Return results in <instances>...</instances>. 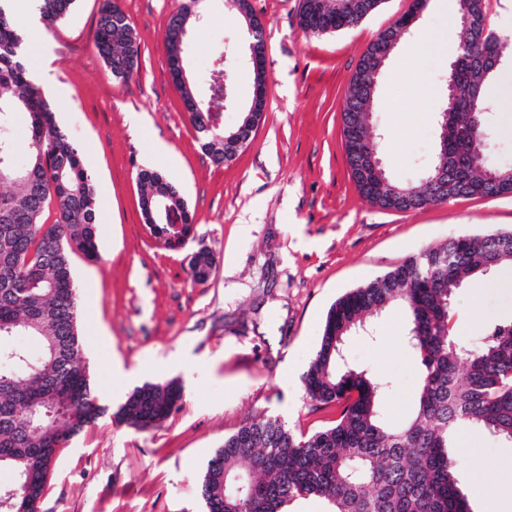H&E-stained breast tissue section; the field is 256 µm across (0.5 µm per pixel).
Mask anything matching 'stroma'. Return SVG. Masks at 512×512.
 Returning a JSON list of instances; mask_svg holds the SVG:
<instances>
[{
    "instance_id": "35a3bbf8",
    "label": "stroma",
    "mask_w": 512,
    "mask_h": 512,
    "mask_svg": "<svg viewBox=\"0 0 512 512\" xmlns=\"http://www.w3.org/2000/svg\"><path fill=\"white\" fill-rule=\"evenodd\" d=\"M102 0H78L53 26L12 12L25 37L32 81L56 109L93 178L98 259L71 256L79 329L91 384L108 413L59 449L38 512H205L201 479L226 435L275 416L298 432L335 419L304 390L330 306L349 289L424 247L512 228V196L459 198L418 210H385L350 176L342 110L358 61L378 32L413 0H384L348 30L310 35L301 0H251L266 42V106L245 149L214 164L170 76L165 30L183 7L186 78L205 95L218 48L242 49L245 21L231 0H118L140 42L139 73L120 82L94 32ZM458 0H430L387 59L373 110L379 156L391 179L419 180L434 153V115L446 98L457 37L447 36ZM495 155L512 162V63L496 75ZM175 185L194 230L176 249L144 225L139 170ZM212 254L210 278L194 281V253ZM456 335L475 341L512 320V265L454 298ZM405 318L391 308L371 338L351 339L348 361L386 377L390 423L413 411L417 361L404 345ZM175 381L179 410L139 431L114 415L147 383ZM452 453L471 512L512 493V445L462 427Z\"/></svg>"
}]
</instances>
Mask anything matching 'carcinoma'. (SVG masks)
Here are the masks:
<instances>
[{
    "instance_id": "cac0c4a2",
    "label": "carcinoma",
    "mask_w": 512,
    "mask_h": 512,
    "mask_svg": "<svg viewBox=\"0 0 512 512\" xmlns=\"http://www.w3.org/2000/svg\"><path fill=\"white\" fill-rule=\"evenodd\" d=\"M41 18L65 19L78 0H37ZM384 0H302L300 25L312 34L350 28ZM484 0H459L458 18L485 21ZM189 16L184 8L165 31L171 74L204 137L214 162L224 153V116L235 103L228 66L208 96H195L181 81L176 50ZM458 56L467 64L448 70L447 87L466 99L463 110L446 98L436 114V167H463L480 157L481 168L461 183L457 197L512 196V166L489 162L495 131L489 114L495 73L483 74L481 58L493 52L512 59V35L488 27L476 33L459 23ZM23 36L0 4V339L28 336L39 352L0 346V469L13 482L0 486V512H18L21 502L41 498L59 449L104 416L108 408L94 394L83 360L71 254L97 257V223L91 175L79 151L56 121L55 105L29 79L22 61ZM95 46L112 75L127 81L138 71L140 46L129 18L113 0H102ZM374 98L361 95L355 71L342 114L343 134L356 133L371 148L367 120ZM30 116L25 160L11 135L14 112ZM141 209L147 224H191L180 191L158 171L138 173ZM371 202L382 209H421L439 204L425 183L389 180ZM55 210V220H44ZM512 262V230L461 235L427 247L393 269L352 288L330 306L319 347L303 378L307 397L319 408L339 410L335 421L310 433H296L279 419H254L224 437L201 483L208 512H288L301 499L326 501L329 512H470L458 488L457 460L448 453L454 433L466 425L512 444V322L491 328L478 342L455 336L452 304L470 281L489 277ZM392 305L406 312L404 343L417 360L420 386L414 413L388 424L380 403L389 381L343 362L347 337L363 332L367 319ZM182 387L147 383L121 405L124 421L148 430L181 407Z\"/></svg>"
}]
</instances>
